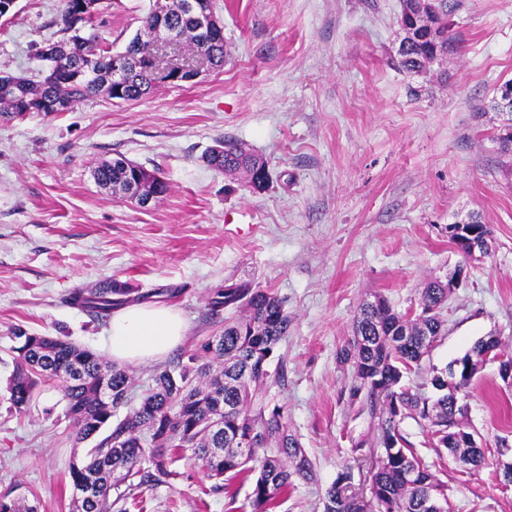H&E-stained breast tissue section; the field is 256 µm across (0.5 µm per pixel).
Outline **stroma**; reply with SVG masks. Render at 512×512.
Listing matches in <instances>:
<instances>
[{
  "instance_id": "obj_1",
  "label": "stroma",
  "mask_w": 512,
  "mask_h": 512,
  "mask_svg": "<svg viewBox=\"0 0 512 512\" xmlns=\"http://www.w3.org/2000/svg\"><path fill=\"white\" fill-rule=\"evenodd\" d=\"M224 22V65L137 102L98 95L65 112L0 121V499L72 512L69 463L78 449L57 389L52 416L10 410L12 332L61 336L104 353L108 321L73 305V291L112 278L143 303L177 309L181 343L220 331L211 289L247 281L271 290L292 322L278 344L283 383L267 396L312 460L276 512H323L325 488L372 434L350 403L338 354L363 301L416 307L424 284L462 264L441 336L421 374L488 336L512 356V159L498 150L489 107L512 79V0H448L451 40L440 62L398 65L402 0H212ZM151 0H99L95 35L123 50ZM61 0H18L0 19V73L43 69L38 46L59 37ZM233 138L268 164L266 188L201 161ZM126 157L158 169L168 192L140 206L101 189L93 171ZM477 216L487 256L462 261L448 227ZM488 464L447 460L448 512H512L499 458L512 460V385L486 362L459 391ZM172 483L145 489L147 512H255L251 485L213 489L194 460Z\"/></svg>"
}]
</instances>
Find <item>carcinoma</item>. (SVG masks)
I'll return each mask as SVG.
<instances>
[{"label":"carcinoma","mask_w":512,"mask_h":512,"mask_svg":"<svg viewBox=\"0 0 512 512\" xmlns=\"http://www.w3.org/2000/svg\"><path fill=\"white\" fill-rule=\"evenodd\" d=\"M187 0H170L159 16L143 19V29L122 51L120 78L114 77L117 54L87 34L94 16L73 17L76 0H63L61 37L56 50L41 54L48 62L43 75H0V120L20 115L62 111L89 97L105 94L112 100L136 101L158 85L152 71L155 44H179L195 57L224 65V34L208 30L184 9ZM434 23L441 31L440 47L407 35L408 20L400 16L404 37L399 64L418 72L447 51L448 0H430ZM491 108L507 114L497 135L500 153L512 155V110L497 99ZM207 166L224 172L243 171L249 183L261 188L269 181L265 161L241 143L224 138L202 155ZM146 168L123 157L101 163L97 183L128 199ZM131 289L105 281L76 291L73 304L108 318L129 302ZM448 301V282L434 280L420 293L418 306L399 312L384 298L377 305L363 302L354 322L353 339L340 352V361L354 370L348 399L358 401L377 420L371 439L355 445L352 463L338 472L326 489L323 512H447V485L438 477L437 464L426 463L415 451L401 424L411 418L430 434L429 447L439 462L446 456L477 469L485 452L475 434L464 430L459 416L465 407L457 392L466 387L488 354H498L501 341L490 336L477 341L454 360L456 372L432 368L433 375L419 388L405 378L421 369L444 331L442 310ZM210 315L225 309L239 312L224 320L222 331L200 337L193 349L180 353L152 376L138 406L122 419L117 410L128 403L135 376L105 357L61 337L15 332L14 371L6 389L10 408L29 415L38 406L43 387L58 389L67 402L65 418L74 427L75 442L89 448L69 465L75 512H112V507L134 491L166 484L178 472L174 464L190 453L215 489H226L227 475L253 479L251 498L256 512H275L279 499L294 489L297 479L312 481L314 465L298 438L289 433L280 407H269L262 396L268 387L267 365L288 332L284 302L248 282L216 288L208 297ZM429 387L432 395L422 393ZM364 470L371 498L359 499L354 469Z\"/></svg>","instance_id":"obj_1"}]
</instances>
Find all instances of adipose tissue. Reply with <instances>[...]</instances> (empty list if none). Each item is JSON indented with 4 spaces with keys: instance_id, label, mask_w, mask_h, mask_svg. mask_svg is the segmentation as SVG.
<instances>
[{
    "instance_id": "ef3b65f1",
    "label": "adipose tissue",
    "mask_w": 512,
    "mask_h": 512,
    "mask_svg": "<svg viewBox=\"0 0 512 512\" xmlns=\"http://www.w3.org/2000/svg\"><path fill=\"white\" fill-rule=\"evenodd\" d=\"M184 331L185 322L173 307L130 305L112 316L107 355L118 362L151 361L173 349Z\"/></svg>"
}]
</instances>
